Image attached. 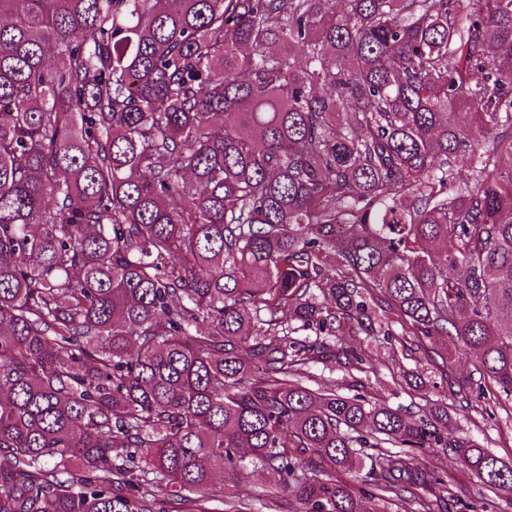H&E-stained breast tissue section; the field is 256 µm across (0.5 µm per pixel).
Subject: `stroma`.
Listing matches in <instances>:
<instances>
[{"label": "stroma", "mask_w": 512, "mask_h": 512, "mask_svg": "<svg viewBox=\"0 0 512 512\" xmlns=\"http://www.w3.org/2000/svg\"><path fill=\"white\" fill-rule=\"evenodd\" d=\"M349 342L362 349L367 360L362 393L370 403L402 408L417 418L429 415L435 406H447L449 438L475 442L512 464V397L501 392L495 381L480 377L473 351L461 347L450 352L442 338L424 339L425 350L448 357L447 366L435 370L423 352L409 353L414 339L407 335H361L350 337ZM462 377L481 383V399L455 396ZM425 459L449 490L475 512H512V498L487 490L458 454L435 448ZM248 473L244 484L237 483L228 470L216 477L209 491L212 512H223L227 497L234 494L248 498L252 512H298L295 499L275 494L278 477L272 470L252 466Z\"/></svg>", "instance_id": "1"}]
</instances>
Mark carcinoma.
<instances>
[{
  "label": "carcinoma",
  "instance_id": "cac0c4a2",
  "mask_svg": "<svg viewBox=\"0 0 512 512\" xmlns=\"http://www.w3.org/2000/svg\"><path fill=\"white\" fill-rule=\"evenodd\" d=\"M342 2L0 0V512H209L246 457L426 512V448L512 495L301 368L399 325L512 395V0Z\"/></svg>",
  "mask_w": 512,
  "mask_h": 512
}]
</instances>
